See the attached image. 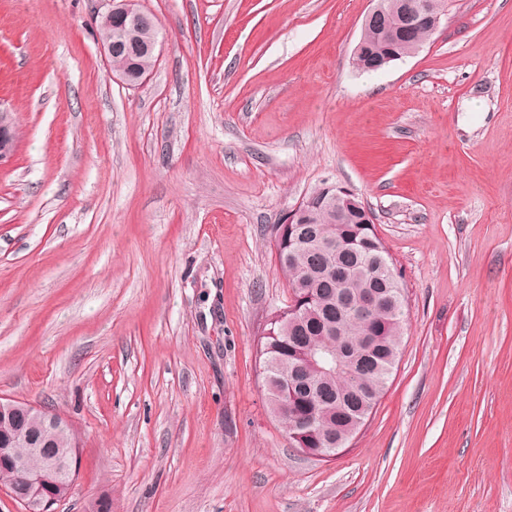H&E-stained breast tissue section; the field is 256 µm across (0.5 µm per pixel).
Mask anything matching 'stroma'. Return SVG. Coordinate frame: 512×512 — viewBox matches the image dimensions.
I'll list each match as a JSON object with an SVG mask.
<instances>
[{
  "label": "stroma",
  "instance_id": "1",
  "mask_svg": "<svg viewBox=\"0 0 512 512\" xmlns=\"http://www.w3.org/2000/svg\"><path fill=\"white\" fill-rule=\"evenodd\" d=\"M147 80L103 0H0V396L68 417L60 512H512V0H447L420 50L353 65L371 0H138ZM326 183L374 216L407 318L328 459L257 356L289 288L273 227ZM104 48L105 57L107 59V62L113 72L122 70L120 78L124 81H127L131 84H139L142 83L147 75L143 74H137L132 71H124L123 69L127 66L128 61H126L123 57H112V55H115L119 53L121 50L126 49V43L124 41L121 42H108L105 44H102ZM16 148V134L12 112L0 106V163L10 159Z\"/></svg>",
  "mask_w": 512,
  "mask_h": 512
}]
</instances>
